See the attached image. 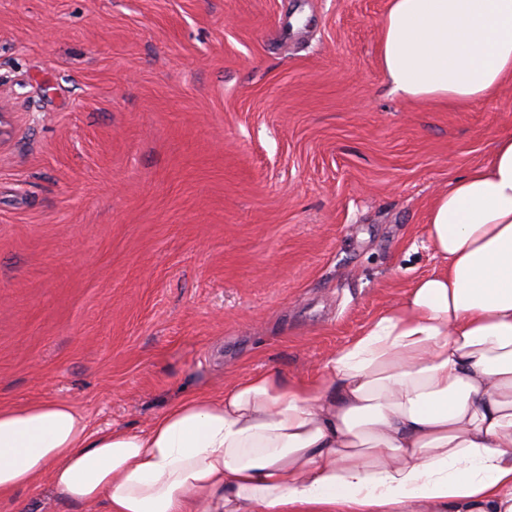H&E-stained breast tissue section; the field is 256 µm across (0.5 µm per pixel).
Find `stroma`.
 Listing matches in <instances>:
<instances>
[{"instance_id":"stroma-1","label":"stroma","mask_w":512,"mask_h":512,"mask_svg":"<svg viewBox=\"0 0 512 512\" xmlns=\"http://www.w3.org/2000/svg\"><path fill=\"white\" fill-rule=\"evenodd\" d=\"M388 0H0V406L146 429L315 375L439 265L433 198L512 132L394 93ZM48 479L0 512L70 509Z\"/></svg>"}]
</instances>
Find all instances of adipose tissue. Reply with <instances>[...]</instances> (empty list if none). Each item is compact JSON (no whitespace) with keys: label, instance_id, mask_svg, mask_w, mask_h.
<instances>
[{"label":"adipose tissue","instance_id":"ef3b65f1","mask_svg":"<svg viewBox=\"0 0 512 512\" xmlns=\"http://www.w3.org/2000/svg\"><path fill=\"white\" fill-rule=\"evenodd\" d=\"M380 63L411 100L512 80V0H388ZM440 259L316 375L201 388L142 431L45 397L0 407V501L103 512H512V133L433 201ZM48 475L43 474L34 485L19 491L15 500L0 502V512H101L99 505L67 508L58 505L48 495ZM39 510V511H36Z\"/></svg>","mask_w":512,"mask_h":512}]
</instances>
